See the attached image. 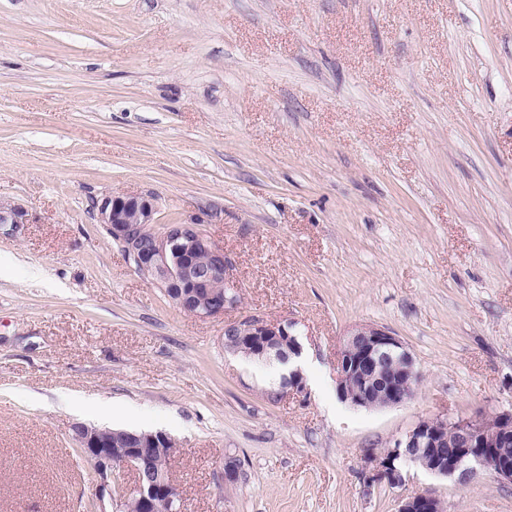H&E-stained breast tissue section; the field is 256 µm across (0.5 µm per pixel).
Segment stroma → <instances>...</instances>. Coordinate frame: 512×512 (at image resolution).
<instances>
[{"label": "stroma", "mask_w": 512, "mask_h": 512, "mask_svg": "<svg viewBox=\"0 0 512 512\" xmlns=\"http://www.w3.org/2000/svg\"><path fill=\"white\" fill-rule=\"evenodd\" d=\"M118 194L201 222L237 306L143 278L99 220ZM0 212V512H110L77 424L175 438L183 512H512L487 473L367 464L512 409V0H0ZM252 316L295 321L303 392L225 351ZM360 324L410 351L409 402L339 399ZM397 512H441L440 501L430 491H424L403 499Z\"/></svg>", "instance_id": "35a3bbf8"}]
</instances>
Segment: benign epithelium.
<instances>
[{
    "instance_id": "obj_1",
    "label": "benign epithelium",
    "mask_w": 512,
    "mask_h": 512,
    "mask_svg": "<svg viewBox=\"0 0 512 512\" xmlns=\"http://www.w3.org/2000/svg\"><path fill=\"white\" fill-rule=\"evenodd\" d=\"M101 223L109 226L112 239L128 262L164 293L183 313L209 318L224 314L238 303V285L231 280L233 267L224 247L216 244L198 223L167 224L151 229L154 205L136 195H112L97 205ZM205 257L199 262L198 257ZM224 282L225 291L212 288ZM292 321L268 322L246 318L224 325L229 351L240 353L250 346L259 358L273 355L289 361L301 353ZM339 398L356 408L373 409L378 399L392 407L409 400L416 378L412 356L391 332L372 325L353 327L339 349L337 361ZM283 387L301 393L305 384L301 369L292 368ZM79 448L98 476L96 498L114 499L112 484L118 468L134 475L133 484L120 488V505L136 512H156L165 498L172 512H182L170 496L172 475L156 469L159 456L174 457L178 444L162 432L74 427ZM512 447V411H504L489 423L481 412L453 422L422 419L392 446L377 455L370 482L397 486L404 481L403 467L421 466L429 475L465 484L479 471L512 483V457L502 452ZM397 512H441L440 501L424 491L400 502Z\"/></svg>"
}]
</instances>
